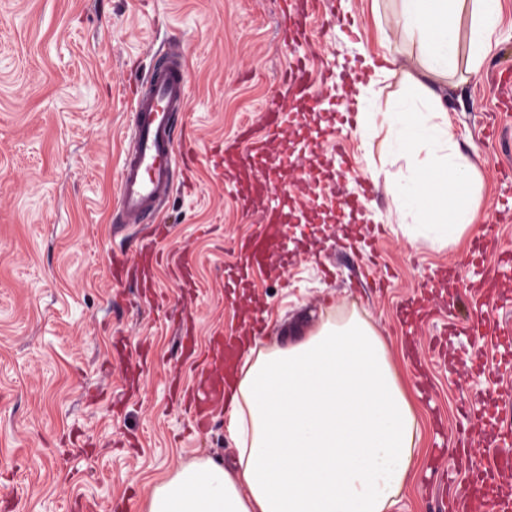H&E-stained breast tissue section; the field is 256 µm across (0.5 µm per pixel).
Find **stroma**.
I'll use <instances>...</instances> for the list:
<instances>
[{"label": "stroma", "mask_w": 512, "mask_h": 512, "mask_svg": "<svg viewBox=\"0 0 512 512\" xmlns=\"http://www.w3.org/2000/svg\"><path fill=\"white\" fill-rule=\"evenodd\" d=\"M289 0H0V512H76L94 498L101 512H138L145 484L197 456L228 459L232 448L217 418L200 429L172 404L168 380L195 371L179 359V341L192 329L207 345L216 325L225 334L262 315V333L304 327L308 314L346 303L385 336L418 409L421 442L409 483L391 512H431L425 484L434 450L448 440L458 453V479L483 457L490 434L456 433L459 407L475 394L496 397L478 375L467 335L447 339L441 367L429 363L428 337L443 324L463 325L478 282L465 263L483 235L512 246V212L502 204L501 168L512 167V129L487 138L498 119L494 82L512 67V0L479 75L459 59L452 78L460 99L448 111L463 152L472 154L483 189L481 221L445 248L413 247L406 228L388 223L392 200L372 188L385 173L380 140H362L358 119L327 125L322 112H304L284 77L295 60L330 70L342 84L338 101L353 104L358 83H373L381 101L405 92L401 78L375 80L362 46H376L378 26H390L397 0H315L302 18L306 37L286 41ZM181 56L189 104L175 118L184 161L160 223L169 225L164 253L193 258L195 286L183 287L171 266L158 270L162 298L145 299L135 278L109 281L112 259L151 239L149 224L112 227L122 157L130 145V96L161 58ZM280 97L291 122L266 137L275 162L297 153L305 178L281 169L291 183L293 222L281 267L246 270L240 241L260 224V208L240 199L249 170L224 176V145L247 127H260L264 108ZM354 167L344 185L360 195L359 212L336 223V201L325 171L336 144ZM377 245L386 285L361 282L362 245ZM432 308L439 320L405 329L408 306ZM147 348L148 365L125 410L114 397L125 387L113 344Z\"/></svg>", "instance_id": "35a3bbf8"}]
</instances>
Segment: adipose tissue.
Instances as JSON below:
<instances>
[{
  "label": "adipose tissue",
  "mask_w": 512,
  "mask_h": 512,
  "mask_svg": "<svg viewBox=\"0 0 512 512\" xmlns=\"http://www.w3.org/2000/svg\"><path fill=\"white\" fill-rule=\"evenodd\" d=\"M396 25L415 59L389 53L382 75L402 76L405 100L360 115L359 132H384L396 172L385 178L389 218L412 223L413 242H458L479 218V171L459 148L441 79L461 50L472 71L496 26L499 0H398ZM472 8L471 38L457 20ZM231 464L198 458L150 484L140 512H389L407 485L420 440L417 409L386 341L358 312L328 313L311 330L247 348L224 391Z\"/></svg>",
  "instance_id": "obj_1"
}]
</instances>
